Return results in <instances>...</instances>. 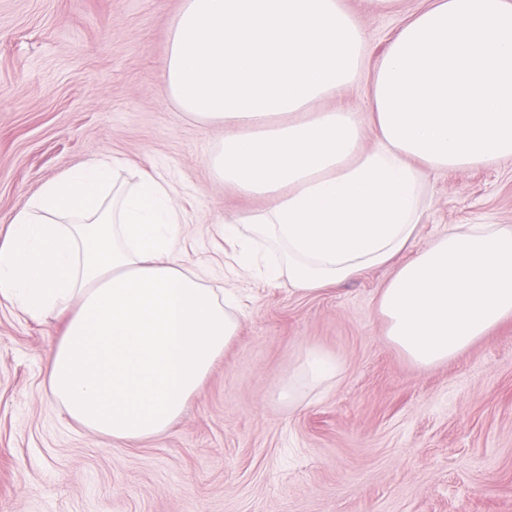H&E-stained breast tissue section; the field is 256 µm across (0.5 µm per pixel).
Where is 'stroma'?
Wrapping results in <instances>:
<instances>
[{
    "label": "stroma",
    "instance_id": "stroma-1",
    "mask_svg": "<svg viewBox=\"0 0 512 512\" xmlns=\"http://www.w3.org/2000/svg\"><path fill=\"white\" fill-rule=\"evenodd\" d=\"M425 0H344L373 68ZM182 0H0V240L48 179L100 155L171 182L181 259L234 288L244 318L169 430L115 442L72 422L48 384L55 317L0 300V512H512V320L423 367L385 336L380 267L301 295L233 274L225 217L266 209L217 181L220 127L184 117L164 69ZM408 262L452 224L512 225V159L431 173ZM337 360L302 403L281 387L306 349Z\"/></svg>",
    "mask_w": 512,
    "mask_h": 512
}]
</instances>
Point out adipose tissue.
Here are the masks:
<instances>
[{
	"label": "adipose tissue",
	"mask_w": 512,
	"mask_h": 512,
	"mask_svg": "<svg viewBox=\"0 0 512 512\" xmlns=\"http://www.w3.org/2000/svg\"><path fill=\"white\" fill-rule=\"evenodd\" d=\"M365 31L343 0H184L164 78L190 119L224 129L207 159L267 209L224 222L233 268L310 293L391 266L378 312L388 340L431 366L512 316V225L458 224L396 259L428 206L427 177L512 159V0H434L377 62L371 130L320 108L362 76ZM372 134L374 145L361 142ZM98 156L45 182L0 242V298L34 319L67 314L49 387L67 416L117 442L180 416L238 332L230 293L181 259L173 186ZM303 382L335 360L307 350Z\"/></svg>",
	"instance_id": "1"
}]
</instances>
